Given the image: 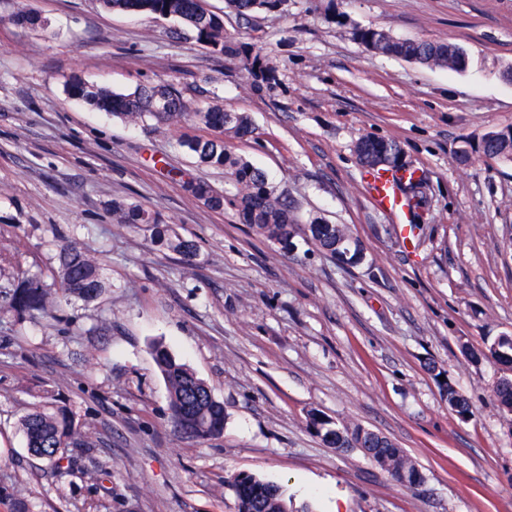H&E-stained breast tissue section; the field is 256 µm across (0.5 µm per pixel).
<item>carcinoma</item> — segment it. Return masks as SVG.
I'll use <instances>...</instances> for the list:
<instances>
[{"instance_id":"cac0c4a2","label":"carcinoma","mask_w":512,"mask_h":512,"mask_svg":"<svg viewBox=\"0 0 512 512\" xmlns=\"http://www.w3.org/2000/svg\"><path fill=\"white\" fill-rule=\"evenodd\" d=\"M111 11L137 12L178 21L196 41L208 46L215 54L235 56L238 47L224 34L223 16L210 10L205 0H101ZM227 5L238 16L248 18L265 10L273 11L272 0H227ZM359 39L367 49L382 55L394 56L426 67H441L462 72L468 62L463 59L464 49L454 43L429 39H403L377 27L358 31ZM67 94L90 106L131 125L154 121L172 126L194 121L213 129L211 139L184 138L179 146L192 155L199 166L222 169L230 176L235 192L226 195L208 181L195 179L187 182L188 190L207 208L222 211L234 209L239 223L247 224L257 235L288 252L295 248L293 239L302 234L317 248L334 257L347 249L349 264L360 265L365 255L358 240L346 224H326L316 216L300 223L295 208L282 195L269 186L265 172L248 161L235 157L224 148V136L232 134L244 138L252 133L248 116L232 112L219 105L192 112L180 91L170 84L142 86L128 93H117L106 87H94L78 77L66 85ZM464 146L456 153V161L468 163L472 155L512 163V128L506 127L485 133L478 141L463 140ZM372 161L369 172H391L397 175L395 188L404 194L408 210L417 216L419 204L412 203L416 196H425V175L414 168H401L397 160L402 154L398 142L375 139L370 143ZM112 218L117 224L145 225L150 230V242L174 252L188 262L198 256V246L165 223L156 212L142 205L124 200L112 201ZM57 267L50 271V279L41 272L16 267L11 272L12 282L6 292L7 308L18 320H34L49 313L56 304L54 286L85 302L97 299L107 288L99 261L72 244L62 245L57 255ZM467 356L478 361L491 358L512 366V337L502 336L486 350L466 349ZM154 362L169 393L170 419L182 434L204 439L224 431V404L213 394L208 384L185 363L177 360L166 348H152ZM440 382L448 407L462 420L474 416V409L462 396L446 372H440ZM493 399L504 416L512 417V377H501L493 388ZM310 427L331 448L348 451L366 450L365 457L392 477L405 472L409 478L419 475V469L406 452L389 437L352 423L331 427L323 415L313 412ZM27 448L37 458L59 471L73 469L75 448H89L82 427L65 406H35L20 419ZM237 512H306L296 511L280 486L264 481L253 474H240L233 482Z\"/></svg>"}]
</instances>
